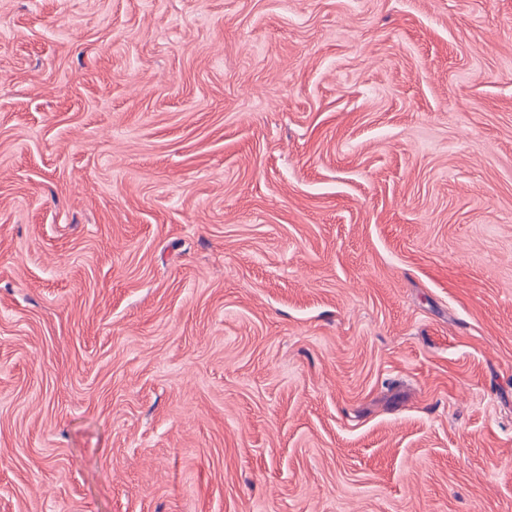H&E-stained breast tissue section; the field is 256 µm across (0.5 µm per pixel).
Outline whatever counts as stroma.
<instances>
[{"mask_svg":"<svg viewBox=\"0 0 512 512\" xmlns=\"http://www.w3.org/2000/svg\"><path fill=\"white\" fill-rule=\"evenodd\" d=\"M0 512H512V0H0Z\"/></svg>","mask_w":512,"mask_h":512,"instance_id":"stroma-1","label":"stroma"}]
</instances>
